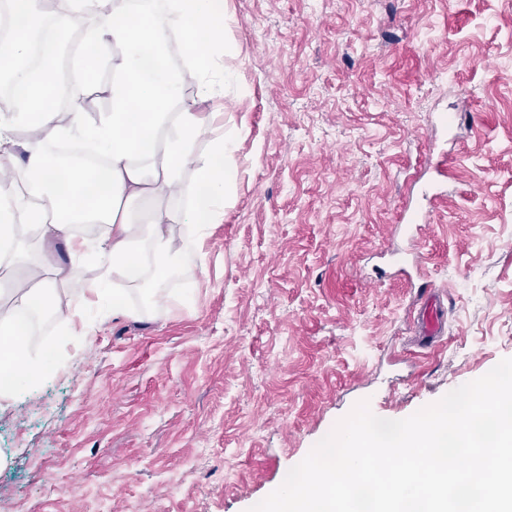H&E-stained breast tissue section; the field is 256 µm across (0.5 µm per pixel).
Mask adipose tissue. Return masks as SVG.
I'll return each instance as SVG.
<instances>
[{"instance_id":"1","label":"adipose tissue","mask_w":512,"mask_h":512,"mask_svg":"<svg viewBox=\"0 0 512 512\" xmlns=\"http://www.w3.org/2000/svg\"><path fill=\"white\" fill-rule=\"evenodd\" d=\"M22 23L0 36V82L12 90L0 102V156L11 157L13 131L26 125L22 166L0 167V267L13 270L0 289V338L11 341L13 375L43 365L21 341L24 322L51 310L71 326L81 312L61 288L83 279V301L111 305L133 316L126 291L157 295L161 284L183 281L174 297L192 301L197 259L210 225L224 220V202L237 173L236 140L225 136L218 113L199 102L214 99L217 85L234 81L218 65L226 50L224 0H112L110 16L89 28L101 56L111 58L112 110L98 124L84 113L35 106L57 83L69 42L70 18L47 23L40 0H8ZM182 67H175L172 50ZM195 96H186V79ZM207 151H197L199 142ZM71 154L92 149L107 161L106 178L60 161L50 144ZM44 246L64 241L69 262L31 281L19 273V229ZM96 274L84 279L86 266Z\"/></svg>"}]
</instances>
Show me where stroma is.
Instances as JSON below:
<instances>
[{"label": "stroma", "mask_w": 512, "mask_h": 512, "mask_svg": "<svg viewBox=\"0 0 512 512\" xmlns=\"http://www.w3.org/2000/svg\"><path fill=\"white\" fill-rule=\"evenodd\" d=\"M224 9L238 172L195 301L48 328L53 373L0 395V512H249L359 401L404 419L512 358V0ZM435 296L428 298L417 319L415 338L422 348L434 349L442 343L446 333L447 308L437 302Z\"/></svg>", "instance_id": "obj_1"}]
</instances>
